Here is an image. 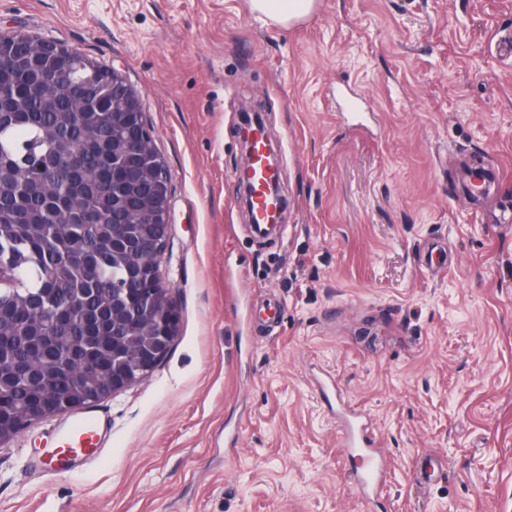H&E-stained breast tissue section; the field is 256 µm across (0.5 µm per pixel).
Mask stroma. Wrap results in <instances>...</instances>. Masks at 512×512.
I'll list each match as a JSON object with an SVG mask.
<instances>
[{
  "label": "stroma",
  "instance_id": "obj_1",
  "mask_svg": "<svg viewBox=\"0 0 512 512\" xmlns=\"http://www.w3.org/2000/svg\"><path fill=\"white\" fill-rule=\"evenodd\" d=\"M19 31L139 94L178 335L99 402L101 459L32 473L56 417L0 447V512H371L345 405L391 458L378 512H512V0H319L291 28L248 0H0V34ZM246 108L287 199L267 238L239 202ZM464 162L494 197L464 198ZM435 239L447 266L424 263ZM424 454L443 465L426 485Z\"/></svg>",
  "mask_w": 512,
  "mask_h": 512
}]
</instances>
